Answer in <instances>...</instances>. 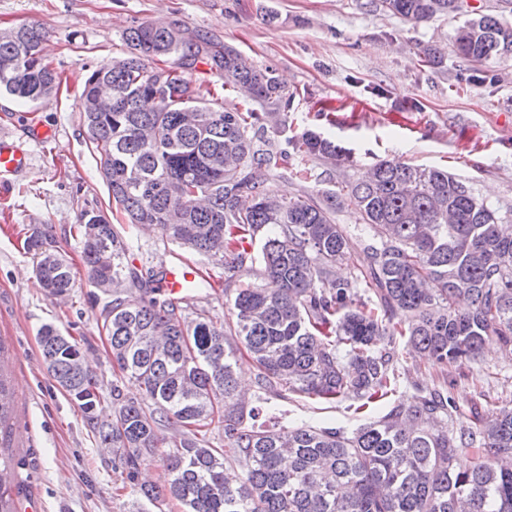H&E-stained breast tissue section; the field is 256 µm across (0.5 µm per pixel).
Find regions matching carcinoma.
Returning a JSON list of instances; mask_svg holds the SVG:
<instances>
[{
    "label": "carcinoma",
    "mask_w": 512,
    "mask_h": 512,
    "mask_svg": "<svg viewBox=\"0 0 512 512\" xmlns=\"http://www.w3.org/2000/svg\"><path fill=\"white\" fill-rule=\"evenodd\" d=\"M414 23L463 12L459 0H363ZM37 25L0 29V92L32 103L59 90ZM124 58L91 70L84 82L83 127L100 156L116 223L152 225L170 241L228 259L224 296L230 317H189L178 302L155 297L164 271L138 275L128 247L103 215L84 210L75 226L90 283L112 300L100 311L112 363L142 396L112 385L101 404L97 375L80 343L52 323L37 340L48 376L77 405L112 469L144 501L167 498L185 512H512V407L488 419L457 411L448 384L400 398L352 431L342 426L248 425L260 409L237 394L243 350L264 391L284 390L323 402H389L396 392L397 337L441 369H461L484 347L512 352V226L447 171L388 160L334 189L350 150L311 129L288 135L296 93L270 66L258 67L210 36L171 24L128 28ZM466 61L512 57V25L479 13L458 28ZM447 48L426 44L423 62L441 64ZM223 90L259 105L220 107L212 89L194 84L198 65ZM295 176L327 184L317 198L278 197L257 179ZM357 210L372 232L368 264L350 279L355 243L336 214ZM266 232L259 254L248 247ZM47 295L73 287L72 265L38 230L24 240ZM255 281L230 287L243 268ZM467 297L462 311L457 300ZM224 428L215 448L209 427ZM173 431L167 436L166 431ZM461 454L470 465L454 467ZM158 458L165 484L138 483L142 463ZM10 462L0 457V512L13 508Z\"/></svg>",
    "instance_id": "1"
}]
</instances>
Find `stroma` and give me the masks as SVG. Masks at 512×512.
Masks as SVG:
<instances>
[{"instance_id":"1","label":"stroma","mask_w":512,"mask_h":512,"mask_svg":"<svg viewBox=\"0 0 512 512\" xmlns=\"http://www.w3.org/2000/svg\"><path fill=\"white\" fill-rule=\"evenodd\" d=\"M149 21L172 23L191 34L214 36L256 65L276 68L301 95L288 122L294 132L313 128L352 150L342 171L359 179L380 160L436 167L454 174L488 204L512 207V58L471 63L453 51L460 18L414 24L359 0H0V27L38 24L47 31L46 55L63 83L59 93L26 105L0 94V131L26 145L29 169L0 187V373L14 392L8 457L17 512H137L142 501L115 493L111 454L77 406L49 379L37 330L45 323L69 332L86 348L99 379L104 408L112 385L140 397L136 382L118 381L109 344L97 321L107 297L87 279L80 245L70 234L81 211L111 216L109 192L97 155L83 134L82 90L87 73L127 52L125 31ZM436 41L450 48L439 66L419 51ZM41 123L56 135L32 140ZM39 228L73 265L75 286L58 301L37 287L34 259L23 236ZM135 267L180 260L221 276L222 261L168 241L160 231L115 227ZM398 394L411 397L441 381L432 360L394 347ZM237 377L250 405L280 426L333 423L355 429L372 420L352 399L314 402L259 389L256 370L239 356ZM452 394L464 408L486 394L512 405V355L486 346L456 378Z\"/></svg>"}]
</instances>
